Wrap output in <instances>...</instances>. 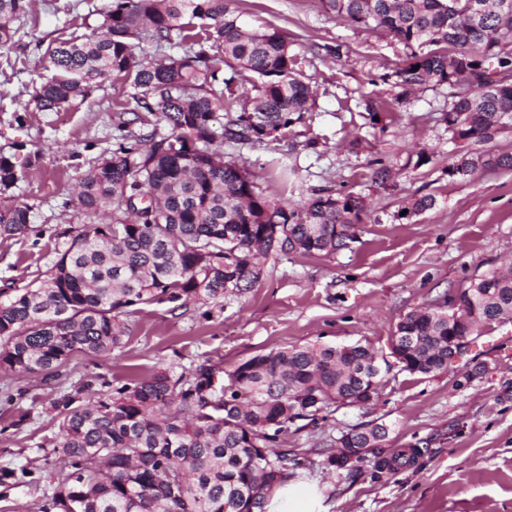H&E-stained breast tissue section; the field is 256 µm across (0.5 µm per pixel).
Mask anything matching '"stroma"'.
Returning <instances> with one entry per match:
<instances>
[{"label":"stroma","mask_w":512,"mask_h":512,"mask_svg":"<svg viewBox=\"0 0 512 512\" xmlns=\"http://www.w3.org/2000/svg\"><path fill=\"white\" fill-rule=\"evenodd\" d=\"M104 0H36L32 17L15 21L10 52H0V154L35 158L11 193L31 206L27 234L0 239V292L40 278L81 228L71 203L74 186L94 159L111 149L117 104L128 83L109 79L66 112L33 105L46 72L40 59L59 37L97 31ZM248 28L276 27L294 37L308 61L316 107L287 140L224 148L242 158L262 193L296 207L314 189L347 185L366 195L371 212L346 248L331 254L271 255L259 285L240 295L138 307L125 318L127 335L110 359L72 357L57 377L0 370V470L19 477L0 485V512H41L52 492L50 473L62 461L53 448L65 396L93 402L107 382L144 377L159 367L188 371L204 360L230 368L290 345L354 344L377 356L390 352L400 319L469 277L512 265V170L450 178L447 168L469 149L441 119L447 88L431 85L413 102L372 125L362 102L390 98L383 82L403 47L385 32L348 27L323 0H237ZM340 46L341 58L328 50ZM361 138L359 153L347 144ZM317 140V149L306 146ZM426 151L427 164L407 166ZM391 155L394 186L372 185V154ZM436 205L409 219L407 196ZM471 363L425 376L392 366L378 400L342 406L321 422L289 432L288 447L303 463L299 478L317 483L325 512H512V323L485 326ZM385 425L384 450L423 448L410 467L372 479L367 469L338 477L316 466L315 452L355 426Z\"/></svg>","instance_id":"stroma-1"}]
</instances>
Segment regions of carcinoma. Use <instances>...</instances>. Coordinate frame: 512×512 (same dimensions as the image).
Here are the masks:
<instances>
[{"label": "carcinoma", "mask_w": 512, "mask_h": 512, "mask_svg": "<svg viewBox=\"0 0 512 512\" xmlns=\"http://www.w3.org/2000/svg\"><path fill=\"white\" fill-rule=\"evenodd\" d=\"M353 29L379 28L403 46L391 76L392 101L368 99L371 124L433 83L448 87L442 113L452 138L483 144L512 127V0H324ZM236 0H108L101 32L60 40L44 54L54 75L34 101L60 112L113 78L130 84L134 119H119L112 150L77 181L74 204L89 225L34 288L0 300V369L57 375L75 355L108 359L126 335L122 317L138 305L240 294L263 277L256 254L333 253L355 237L366 197L324 187L286 209L257 187L245 165L224 159V143L288 137L313 111L305 55L287 33L245 28ZM28 0H0V50L15 43L11 22ZM160 54L149 58L143 44ZM453 53H448V48ZM224 114L219 121L218 114ZM165 124L168 131L159 130ZM372 184L386 189L393 164L368 161ZM512 170V153L467 152L448 165L460 180ZM21 180L0 156V238L27 232L31 207L7 196ZM409 197L404 218L434 208ZM108 216L103 224L99 215ZM512 321V275L496 269L433 298L396 325L391 353L402 370L450 369L448 337L464 350L488 324ZM361 344L271 350L229 370L207 362L189 373L160 368L112 387L94 403L64 399L53 453L48 506L57 512H265L267 496L301 466L282 447L289 429L325 421L339 405L378 397L382 373ZM374 429L330 440L320 465L330 474L365 465L380 478L414 463L424 449L384 456Z\"/></svg>", "instance_id": "obj_1"}]
</instances>
